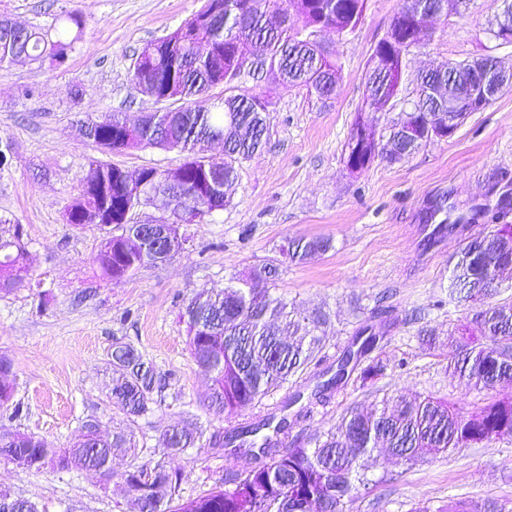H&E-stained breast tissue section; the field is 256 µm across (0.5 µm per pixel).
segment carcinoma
<instances>
[{"label":"carcinoma","instance_id":"carcinoma-1","mask_svg":"<svg viewBox=\"0 0 512 512\" xmlns=\"http://www.w3.org/2000/svg\"><path fill=\"white\" fill-rule=\"evenodd\" d=\"M226 0H207L189 21L166 40L145 45L137 55L131 79L139 91L155 102L171 106L150 113L146 120L129 123L118 113L112 123L80 125L83 139L109 145L114 151L140 147H161L184 154L181 180L190 198L202 190H213L227 202L226 191L237 178L238 164L263 148L267 130L266 102L255 96L232 94L244 60L253 57L260 65L276 69L282 81L304 86L321 96L330 93L338 69L326 51L316 48L312 33L331 28L337 35L353 32L362 21L365 0H232L246 20L236 26V16H224V27L213 28L200 21ZM82 16L71 13L53 28L32 26L18 34L14 21L0 17V67L24 56L29 61L50 60L62 65L68 59L74 39L71 27L81 28ZM375 46L367 71L372 104L368 111L379 112L397 95L402 71L396 61L384 68ZM419 111L411 117L432 127L448 119V87L462 92L469 82L466 63H451L416 79ZM217 85L224 86L221 102L198 104V99ZM233 113L237 124L225 125V115ZM224 133V156L203 154L201 145L212 141L211 133ZM379 143L376 157L390 164L413 154L419 147L392 128ZM86 179L102 189L103 196L82 193L65 209L66 222L73 227L99 224L101 205L107 204L112 217L124 220L108 232L100 245L98 263L102 276L113 284L134 279L141 269L156 264V240L140 236V225L128 222L140 207V198L125 191L121 168L92 161ZM166 259L184 250L189 237L181 225H166ZM332 249L329 238L285 240L279 253L301 263L309 256ZM512 250V225L503 224L471 242L456 255L451 286L465 285L467 297L486 293L487 281L504 270L490 266L496 255ZM28 252L15 232L0 239V293H8L29 278ZM276 267L264 265L236 279L220 292L201 291L182 311L186 323V344L196 363L212 377L207 397L209 409L231 415L256 399L280 387L289 377L304 370L322 348V327L328 315L315 310L304 314L288 309V304L270 294L269 280ZM483 343L457 345L448 352L449 367L479 388L512 383V306L490 305L475 313L465 327ZM347 354L335 375L320 386L325 393L344 380ZM112 384L109 405L124 415L126 427L112 432L103 429L95 417L86 420L82 434L68 448H50L30 434L16 432L0 436V456L27 470L47 464L58 470H86L105 477L112 475V457L130 453L138 457L134 426L138 419L154 411L162 402L168 381L131 343L116 342L110 353ZM383 360L374 357L359 373L365 384L383 374ZM288 430V418L274 416L257 425L243 426L219 437L204 438L191 423L174 426L163 439L165 455L176 456L188 448H232L255 459L242 472L225 474L221 485L176 506L182 475L163 463L132 464L123 474L125 484L152 491L149 509L139 512H342L344 500L365 485L360 474L361 458L383 445L390 454H400L403 462L414 464L456 448L479 445L492 437H512V395L499 398L475 413L445 399L434 397L407 400L400 396L370 412L356 408L346 412L337 426L315 435L309 445L283 447L281 434ZM0 512H41L29 499L13 498L0 491ZM414 512H505L494 502L468 500L443 504L436 509L420 507Z\"/></svg>","mask_w":512,"mask_h":512}]
</instances>
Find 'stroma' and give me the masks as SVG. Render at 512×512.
I'll return each mask as SVG.
<instances>
[{"instance_id":"35a3bbf8","label":"stroma","mask_w":512,"mask_h":512,"mask_svg":"<svg viewBox=\"0 0 512 512\" xmlns=\"http://www.w3.org/2000/svg\"><path fill=\"white\" fill-rule=\"evenodd\" d=\"M203 0H0V16L45 28L81 12L85 25L64 65L22 62L0 68V142L10 144L0 170V237L22 226L31 285L0 293V356L12 363L14 407L0 408V434L23 432L66 448L83 422L124 417L108 405L115 341L132 343L164 375L161 405L135 426L138 456L119 454L112 477L53 467L26 470L0 457V489L38 503L41 512H135L123 474L133 461L163 457L162 435L187 421L205 434L246 426L278 412L295 392L311 393L357 336H377L388 359L383 377L362 386L348 379L326 403L291 424L289 442L333 427L349 408L371 409L382 397L445 398L474 412L504 396L479 389L448 370V343L459 340L474 309L449 290L460 244L498 224H512V89L468 115L455 133L402 162L375 160L353 172L346 145L369 100L371 53L403 0H366L363 20L346 36L317 35L339 67L326 98L281 84L261 70L241 76L237 90L268 98L265 148L243 160L223 210L188 225L193 237L172 260L143 268L127 283L100 276L97 255L106 230L75 228L64 210L91 161L134 172L180 164L158 147L106 151L79 137L76 122L120 112L128 121L158 110L132 84L136 54L174 32ZM491 0H470L463 15L437 20L405 60L394 101L374 113L387 131L416 97L415 77L454 60L494 55L512 69V44L487 33ZM324 236L332 250L302 263L280 257L284 238ZM275 265L273 296L303 311L324 309L320 363L231 416L209 410L208 375L191 357L180 314L197 292L223 290L252 268ZM183 472L179 496L206 493L226 471L253 459L228 448H190L173 461ZM365 487L343 512H414L450 500L485 499L512 508V437H497L415 465L377 451L363 461Z\"/></svg>"}]
</instances>
